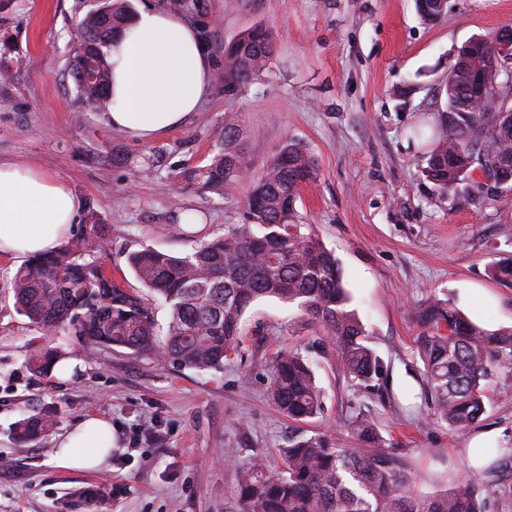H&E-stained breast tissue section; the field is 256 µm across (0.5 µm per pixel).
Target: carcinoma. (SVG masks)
<instances>
[{"label": "carcinoma", "instance_id": "carcinoma-1", "mask_svg": "<svg viewBox=\"0 0 512 512\" xmlns=\"http://www.w3.org/2000/svg\"><path fill=\"white\" fill-rule=\"evenodd\" d=\"M133 14L128 0H101L80 21L95 74L83 77V67L70 58L69 75L82 111L110 110L108 47ZM273 47V33L259 24L224 44V92L253 79ZM482 64L479 56L460 54L448 69L446 111L440 114L446 134L423 167L425 178L443 195L487 196L483 184L470 176L477 152L487 154L490 172L512 174V112L482 109L478 101L489 95L474 92L470 83L471 71ZM239 136L237 115L225 114L222 148L206 166L183 173L184 181L224 191L245 168ZM315 175L314 158L288 141L253 185L246 202L248 223L184 256L150 248L130 253L137 280L168 309L162 339L149 297L113 282L99 264L105 238L91 204L75 238L13 272L16 308L43 328L74 331L89 347L107 345L211 371L223 368L224 357L237 347L245 311L259 299L276 298L321 326L333 341L341 372L368 387L382 376L383 362L364 343V327L350 307L334 253L299 223V188ZM416 319L423 328L418 351L434 415L452 430H465L485 411L483 382L495 371H512V328L487 330L441 299L418 310ZM55 360L50 352H35L28 364L41 372ZM267 396L294 421L306 422L322 410L309 362L292 349L275 356ZM53 425L54 415L40 412L17 422L15 436L28 442ZM347 432L355 441L350 448L326 434L290 442L278 475L259 460L240 465L236 512H482L471 483L414 497L399 459L381 447L367 415L353 414Z\"/></svg>", "mask_w": 512, "mask_h": 512}]
</instances>
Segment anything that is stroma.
<instances>
[{
  "label": "stroma",
  "mask_w": 512,
  "mask_h": 512,
  "mask_svg": "<svg viewBox=\"0 0 512 512\" xmlns=\"http://www.w3.org/2000/svg\"><path fill=\"white\" fill-rule=\"evenodd\" d=\"M182 2L180 18L209 35L215 72L224 70L225 41L253 25L273 30L275 51L234 95L213 83L185 126L146 143L113 130L104 113L78 110L68 64L78 23L97 0H0V60L12 66L0 83V158L57 174L93 204L106 236L99 261L134 288L131 252L182 256L245 223L253 184L287 140L299 142L317 163L300 189L299 219L334 252L384 375L371 388L351 381L322 329L274 298L246 310L241 345L218 371L90 349L16 311L9 277L18 263L0 257V512H85L81 494L102 486L109 496L96 512H235L237 464L258 456L269 472H282L289 439L322 432H341L351 446L343 430L358 409L419 498L472 481L469 448L512 457V373L488 378L477 423L450 430L433 415L415 318L434 296L485 328L512 326V283L494 276L512 259V196L473 203L441 195L409 139L413 126L439 128V90L456 51L512 25V0H447L434 23L420 19L414 0ZM228 112L242 127L243 175L219 194L186 185L182 172L219 150ZM116 151L126 164L112 165ZM186 211L196 224L183 223ZM282 348L311 362L323 395L313 420L292 421L266 397ZM35 351L79 366L68 380L34 373L25 358ZM45 410L56 414L51 434L18 442L14 424ZM91 415L112 423L109 467L54 466L55 436ZM475 484L486 512H512L511 472Z\"/></svg>",
  "instance_id": "stroma-1"
}]
</instances>
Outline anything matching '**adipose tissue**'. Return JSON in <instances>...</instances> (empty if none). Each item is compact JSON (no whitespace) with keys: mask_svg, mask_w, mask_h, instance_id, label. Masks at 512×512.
<instances>
[{"mask_svg":"<svg viewBox=\"0 0 512 512\" xmlns=\"http://www.w3.org/2000/svg\"><path fill=\"white\" fill-rule=\"evenodd\" d=\"M112 129L149 141L186 124L208 97L212 61L196 30L156 8L135 14L109 49ZM80 202L58 176L0 160V255L28 258L55 251L77 221ZM112 458V425L91 416L62 436L51 462L93 471Z\"/></svg>","mask_w":512,"mask_h":512,"instance_id":"obj_1","label":"adipose tissue"}]
</instances>
